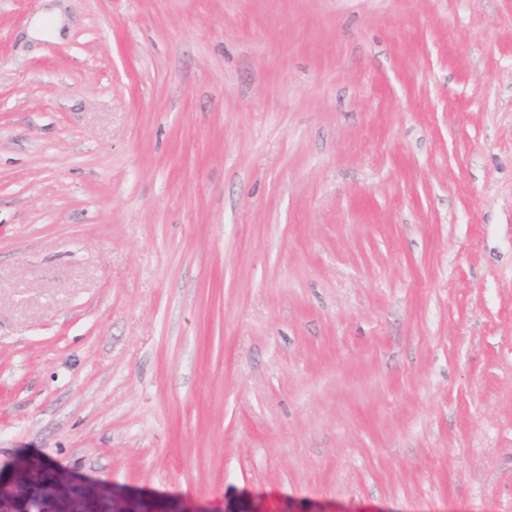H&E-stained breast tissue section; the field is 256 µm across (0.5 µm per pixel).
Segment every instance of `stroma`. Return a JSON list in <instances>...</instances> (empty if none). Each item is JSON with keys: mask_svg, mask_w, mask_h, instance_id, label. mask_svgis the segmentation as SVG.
Segmentation results:
<instances>
[{"mask_svg": "<svg viewBox=\"0 0 512 512\" xmlns=\"http://www.w3.org/2000/svg\"><path fill=\"white\" fill-rule=\"evenodd\" d=\"M25 459L159 512H512V0H0Z\"/></svg>", "mask_w": 512, "mask_h": 512, "instance_id": "stroma-1", "label": "stroma"}]
</instances>
